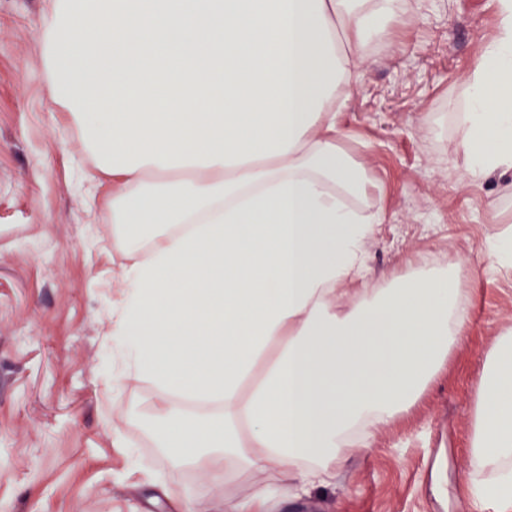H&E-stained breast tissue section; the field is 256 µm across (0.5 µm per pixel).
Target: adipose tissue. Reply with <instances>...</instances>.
I'll return each instance as SVG.
<instances>
[{"label":"adipose tissue","mask_w":512,"mask_h":512,"mask_svg":"<svg viewBox=\"0 0 512 512\" xmlns=\"http://www.w3.org/2000/svg\"><path fill=\"white\" fill-rule=\"evenodd\" d=\"M405 0H55L57 101L112 176V338L155 384L161 462L269 481L224 512L331 486L425 391L470 309L463 258L364 285L385 213L339 107ZM456 114L469 174L512 173V0ZM258 385L243 392L252 372ZM208 403L187 410L182 393ZM223 456V470L213 466ZM462 512H512V326L475 384Z\"/></svg>","instance_id":"1"}]
</instances>
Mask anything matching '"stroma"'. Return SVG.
Segmentation results:
<instances>
[{
  "label": "stroma",
  "instance_id": "35a3bbf8",
  "mask_svg": "<svg viewBox=\"0 0 512 512\" xmlns=\"http://www.w3.org/2000/svg\"><path fill=\"white\" fill-rule=\"evenodd\" d=\"M407 2L341 108V145L366 164L386 213L368 248L374 283L463 257L472 318L417 402L349 451L333 488L279 497L275 512H460L472 385L512 317V270L486 250L512 234V177L473 180L453 120L495 0ZM52 4L0 0V512H177L190 497L224 512L225 495L260 475L223 486L159 464L153 386L112 363L126 260L107 223L90 221L81 175L97 159L53 97L39 30Z\"/></svg>",
  "mask_w": 512,
  "mask_h": 512
}]
</instances>
